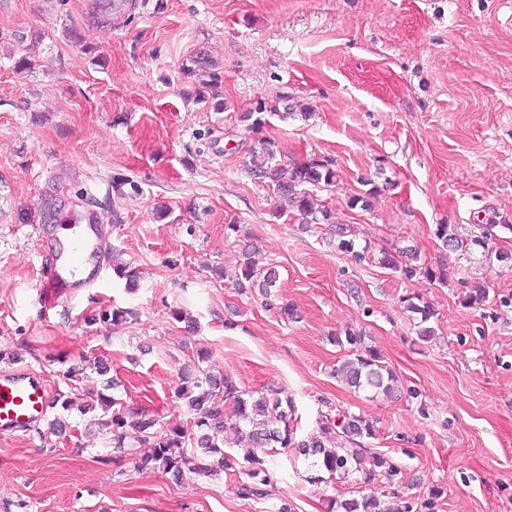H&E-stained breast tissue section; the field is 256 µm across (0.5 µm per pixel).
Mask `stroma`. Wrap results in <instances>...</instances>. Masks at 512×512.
<instances>
[{
  "mask_svg": "<svg viewBox=\"0 0 512 512\" xmlns=\"http://www.w3.org/2000/svg\"><path fill=\"white\" fill-rule=\"evenodd\" d=\"M87 2L0 0V371L37 372L53 398L90 406L65 435L43 422L0 437V512H327L370 492L408 512H512V262L498 259L512 253V0H131L108 28L83 21ZM201 51L223 73L218 112L187 72ZM28 52L35 67L17 74ZM287 96L308 117L247 132L242 113ZM261 136L285 166L333 161L335 184L316 192L330 222L303 223L248 174ZM364 177L372 207L349 208ZM88 211L139 286L110 273L43 310L42 231ZM440 224L485 245H443ZM340 227L362 258L339 250ZM247 243L296 319L236 288ZM405 249L434 278L382 267ZM414 296L436 312L432 342L404 309ZM109 306L137 316L91 323ZM348 331L397 394L336 378ZM200 349L245 392L291 397L294 440L330 407L372 422L359 472L318 481L298 449L234 435L218 473L134 468L138 444L116 452L101 425L97 360L123 407L186 429L175 390ZM251 455L268 462L263 498L240 491ZM376 455L395 480L374 473Z\"/></svg>",
  "mask_w": 512,
  "mask_h": 512,
  "instance_id": "35a3bbf8",
  "label": "stroma"
}]
</instances>
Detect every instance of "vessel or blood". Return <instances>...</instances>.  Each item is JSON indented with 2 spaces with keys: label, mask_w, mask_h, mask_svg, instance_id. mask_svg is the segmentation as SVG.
Wrapping results in <instances>:
<instances>
[{
  "label": "vessel or blood",
  "mask_w": 512,
  "mask_h": 512,
  "mask_svg": "<svg viewBox=\"0 0 512 512\" xmlns=\"http://www.w3.org/2000/svg\"><path fill=\"white\" fill-rule=\"evenodd\" d=\"M111 235L110 225L88 212L57 225L50 242L39 248L41 286L45 306L101 278ZM52 403L44 379L34 372L0 374V436L30 431L47 414Z\"/></svg>",
  "instance_id": "vessel-or-blood-1"
}]
</instances>
